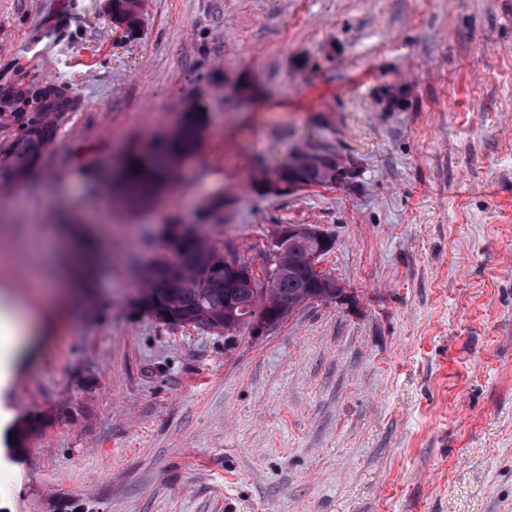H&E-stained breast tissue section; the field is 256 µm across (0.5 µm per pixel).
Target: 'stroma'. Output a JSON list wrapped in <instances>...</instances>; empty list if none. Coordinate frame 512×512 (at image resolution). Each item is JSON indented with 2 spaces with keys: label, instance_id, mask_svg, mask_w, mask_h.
I'll list each match as a JSON object with an SVG mask.
<instances>
[{
  "label": "stroma",
  "instance_id": "1",
  "mask_svg": "<svg viewBox=\"0 0 512 512\" xmlns=\"http://www.w3.org/2000/svg\"><path fill=\"white\" fill-rule=\"evenodd\" d=\"M20 91L0 279L82 261L90 295L0 390L37 424L0 442V512H512V0H142L134 35L108 0H0V101ZM194 105L175 181L106 207ZM310 149L351 177L266 190ZM179 223L258 276L282 225H317L355 301L261 337L163 324L128 257Z\"/></svg>",
  "mask_w": 512,
  "mask_h": 512
}]
</instances>
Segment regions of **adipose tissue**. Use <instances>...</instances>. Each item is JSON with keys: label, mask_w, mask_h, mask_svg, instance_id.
<instances>
[{"label": "adipose tissue", "mask_w": 512, "mask_h": 512, "mask_svg": "<svg viewBox=\"0 0 512 512\" xmlns=\"http://www.w3.org/2000/svg\"><path fill=\"white\" fill-rule=\"evenodd\" d=\"M72 299L73 293L63 281L47 284L34 303L26 294L9 288L0 290V334L9 340L7 350L0 353V388L10 385L16 360L36 336L42 335L45 322Z\"/></svg>", "instance_id": "obj_1"}]
</instances>
